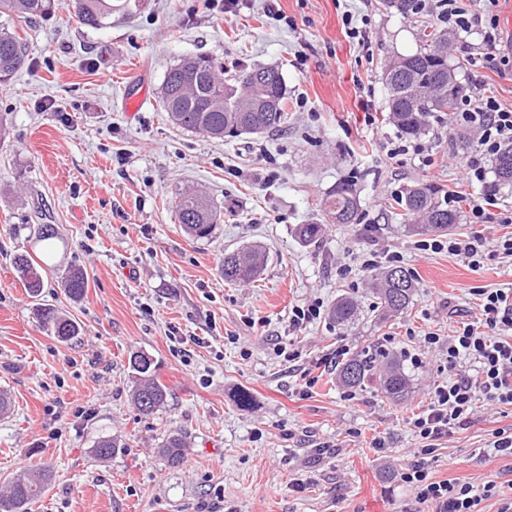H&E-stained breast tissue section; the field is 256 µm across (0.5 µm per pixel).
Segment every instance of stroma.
I'll return each instance as SVG.
<instances>
[{"label":"stroma","instance_id":"1","mask_svg":"<svg viewBox=\"0 0 512 512\" xmlns=\"http://www.w3.org/2000/svg\"><path fill=\"white\" fill-rule=\"evenodd\" d=\"M347 12L367 50L347 37ZM427 27L445 25L436 12L406 18L381 0H240L229 13L207 0H142L98 29L65 4L13 23L27 65L0 86V390L12 400L0 416V488L46 462L51 483L29 512H402L413 490L400 473L411 460L438 481L512 480V458L479 453L492 431L512 433V406L478 401L471 422L432 450L409 426L449 378L445 345L425 346V333L444 338L473 320L478 289H512V260L490 257L471 270L419 250L391 216L395 194L421 181L491 192L512 207V185L467 182L454 145L461 125L432 124L423 152L386 158L403 139L383 118L385 66L419 50ZM477 41L457 35L448 46L464 64L465 92L512 107V44L488 55ZM197 54L223 62L228 77L279 67L287 126L224 141L176 128L159 87L178 58ZM136 95L139 111H127ZM341 180L356 184V220L300 243L297 225L320 221L322 199ZM185 188L223 207L212 238L193 239L179 224L172 202ZM41 224L57 234L48 255L36 239ZM249 245L265 250L263 273L227 284L224 254ZM385 247L401 252L418 291L407 312L382 323L360 255ZM20 253L46 270L39 299L13 267ZM74 267L89 284L77 300L62 286ZM343 295L358 304L355 324L330 316ZM313 302L320 318L293 325L295 309ZM40 303L76 320L80 336L49 335ZM372 344L409 374L405 400L369 386L346 397L336 353ZM280 346L297 359L278 357ZM140 353L168 392L151 415L131 398ZM174 431L186 446L171 467L159 450ZM103 437L119 445L107 460L93 452ZM378 438L384 451L373 447ZM319 443L329 453L315 455Z\"/></svg>","mask_w":512,"mask_h":512}]
</instances>
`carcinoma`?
<instances>
[{"instance_id":"carcinoma-1","label":"carcinoma","mask_w":512,"mask_h":512,"mask_svg":"<svg viewBox=\"0 0 512 512\" xmlns=\"http://www.w3.org/2000/svg\"><path fill=\"white\" fill-rule=\"evenodd\" d=\"M57 0H0V14H9L21 21L33 20L51 14ZM420 0H382L383 5L409 17L420 10ZM80 23L99 28L114 14L129 16L138 9L137 0H74ZM451 33L440 32L430 37L427 48L413 54H399L385 68L388 89V120L398 133L406 138H419L425 134L431 121L448 118L453 124L464 87L459 81L461 63L448 60V42ZM26 55L16 33L0 30V82L9 80L20 71ZM255 77L248 81L224 79V66L208 55L189 56L177 60L164 76L168 88L167 107L178 113L177 128L197 131L214 139L243 134L276 131L288 118L287 93L284 77L279 69L257 66L251 68ZM453 76V89H448V76ZM495 182L512 185V146L504 147L493 161ZM439 190L431 184L417 183L402 188L394 202L401 210L404 221L413 218L420 224L408 225L411 232H446L461 223L460 212L440 201ZM360 199L355 183L351 180L336 183L322 199L324 220L332 224H350L359 211ZM173 208L179 223L193 238L210 237L220 223L221 211L216 203L200 190H185L176 196ZM323 225L300 224L297 236L305 243L316 242ZM14 264L19 278L28 293L37 298L43 288L42 266L28 255H18ZM265 254L257 247L224 255L221 274L230 284L249 283L256 280L264 265ZM375 294L382 314L402 312L417 291V280L401 266L377 267L371 275ZM63 287L73 299L82 297L87 279L79 269H72L65 277ZM40 321L50 333L63 341L76 338L79 326L72 319L60 315L53 308L40 304L36 307ZM356 303L347 296L337 299L332 317L339 324L355 321ZM382 351L367 346L338 365L341 380L351 386L366 383L393 401H400L408 394L410 379L397 362L386 370L378 371ZM139 356L134 367L139 374L133 390L137 409L151 414L164 404L166 387L159 383L144 367ZM183 437L170 435L160 454L168 464L182 461ZM118 451L115 439L101 438L94 445V454L108 459ZM51 482V469L47 464L29 468L25 474L9 483L6 494L0 495V512H28V506L38 500Z\"/></svg>"}]
</instances>
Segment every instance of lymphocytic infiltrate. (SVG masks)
<instances>
[{"instance_id":"1","label":"lymphocytic infiltrate","mask_w":512,"mask_h":512,"mask_svg":"<svg viewBox=\"0 0 512 512\" xmlns=\"http://www.w3.org/2000/svg\"><path fill=\"white\" fill-rule=\"evenodd\" d=\"M461 122L480 131L473 154L465 162L469 181L483 182V159L495 156L503 144L512 143V110L502 108L490 96L476 94L464 101L459 112ZM492 195L472 199L468 221L475 224L474 232L456 234L445 239L424 241L423 251H448L470 269H479L486 258V238L478 225L495 219L508 231L498 239L499 254L512 258V211L495 210ZM480 312L475 321L459 326L448 343V363L473 360L478 367V380L458 376L448 384L436 386L430 393V404L422 415L410 422L412 431L425 442L432 443L466 425L477 399L495 405H512V289H480ZM400 478L414 491V497L404 512H480L482 501L498 496L501 486L489 480L475 485L469 482L436 481L425 462L415 460L402 469Z\"/></svg>"}]
</instances>
